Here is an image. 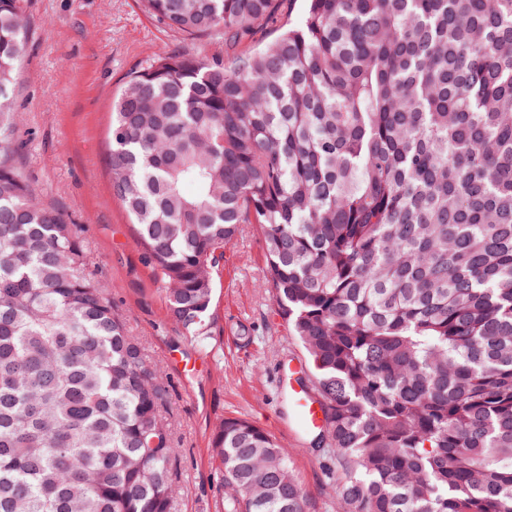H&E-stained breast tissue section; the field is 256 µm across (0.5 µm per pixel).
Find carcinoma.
Instances as JSON below:
<instances>
[{"mask_svg":"<svg viewBox=\"0 0 512 512\" xmlns=\"http://www.w3.org/2000/svg\"><path fill=\"white\" fill-rule=\"evenodd\" d=\"M141 2L227 47L274 31L159 52L113 102L112 191L169 317L208 334L216 261L259 225L337 512H512V0ZM22 10L0 0V512H172L165 387L6 148ZM211 448L225 512H305L266 431L226 418Z\"/></svg>","mask_w":512,"mask_h":512,"instance_id":"obj_1","label":"carcinoma"}]
</instances>
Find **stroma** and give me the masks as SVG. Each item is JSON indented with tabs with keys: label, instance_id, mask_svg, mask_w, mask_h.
<instances>
[{
	"label": "stroma",
	"instance_id": "obj_1",
	"mask_svg": "<svg viewBox=\"0 0 512 512\" xmlns=\"http://www.w3.org/2000/svg\"><path fill=\"white\" fill-rule=\"evenodd\" d=\"M23 10L28 40L14 86L12 155L38 197L75 224L91 276L106 285L115 312L159 372L176 448L174 512H225L227 490L210 441L214 426L230 417L260 426L290 451L306 512H336L329 461L288 412V370L304 365L305 354L261 286L260 227L242 225L225 247L208 334L196 338L169 318L136 228L112 192V101L127 76L161 49L223 56V36L185 38L141 0H23ZM175 349L207 363L180 376L169 362Z\"/></svg>",
	"mask_w": 512,
	"mask_h": 512
}]
</instances>
